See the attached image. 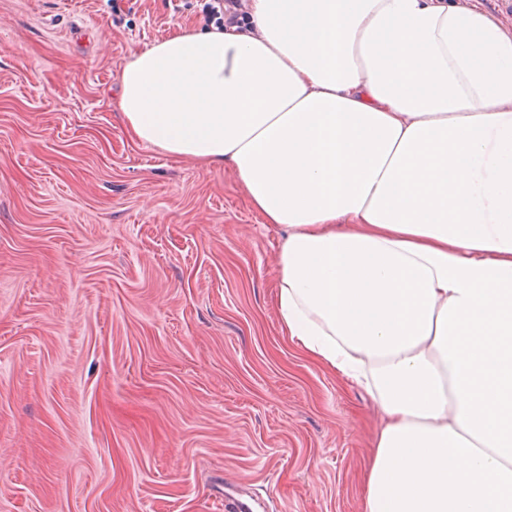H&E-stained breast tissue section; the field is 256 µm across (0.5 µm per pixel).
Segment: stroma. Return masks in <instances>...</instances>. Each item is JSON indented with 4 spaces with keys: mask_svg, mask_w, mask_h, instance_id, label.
<instances>
[{
    "mask_svg": "<svg viewBox=\"0 0 512 512\" xmlns=\"http://www.w3.org/2000/svg\"><path fill=\"white\" fill-rule=\"evenodd\" d=\"M195 0H0V512H365L381 417L299 353L278 227L117 107Z\"/></svg>",
    "mask_w": 512,
    "mask_h": 512,
    "instance_id": "obj_1",
    "label": "stroma"
}]
</instances>
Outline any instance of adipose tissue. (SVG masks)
<instances>
[{"instance_id":"obj_1","label":"adipose tissue","mask_w":512,"mask_h":512,"mask_svg":"<svg viewBox=\"0 0 512 512\" xmlns=\"http://www.w3.org/2000/svg\"><path fill=\"white\" fill-rule=\"evenodd\" d=\"M119 110L282 229L281 329L382 416L367 512H512V35L458 0H250Z\"/></svg>"}]
</instances>
